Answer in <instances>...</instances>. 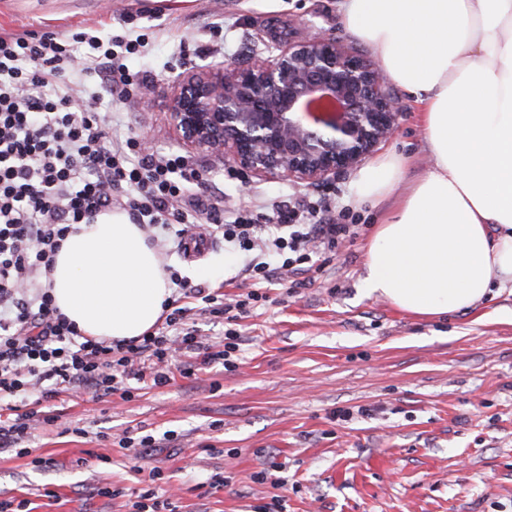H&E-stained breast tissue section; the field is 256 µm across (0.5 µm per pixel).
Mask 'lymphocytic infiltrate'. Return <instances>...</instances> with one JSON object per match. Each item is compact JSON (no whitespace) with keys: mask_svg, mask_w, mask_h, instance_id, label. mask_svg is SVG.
<instances>
[{"mask_svg":"<svg viewBox=\"0 0 512 512\" xmlns=\"http://www.w3.org/2000/svg\"><path fill=\"white\" fill-rule=\"evenodd\" d=\"M147 46L141 34L82 32L71 45L54 31L0 36V406L8 411L0 450L19 451L38 469L51 461L26 442L55 422L51 403L61 394L128 401L135 384L160 388L175 371L192 379L213 363L233 367L237 337L206 339L196 319H219L260 299L252 291L230 306L222 294L184 282L185 302L161 328L129 340L83 336L58 311L49 282L73 225L119 209L146 229L178 225V249L219 236L282 256L288 268L355 235L322 207L283 202L270 224L226 209L190 157L151 151L120 117L100 111L103 102L128 98L125 59L145 55Z\"/></svg>","mask_w":512,"mask_h":512,"instance_id":"f902f5d3","label":"lymphocytic infiltrate"}]
</instances>
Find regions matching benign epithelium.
<instances>
[{
  "instance_id": "obj_1",
  "label": "benign epithelium",
  "mask_w": 512,
  "mask_h": 512,
  "mask_svg": "<svg viewBox=\"0 0 512 512\" xmlns=\"http://www.w3.org/2000/svg\"><path fill=\"white\" fill-rule=\"evenodd\" d=\"M174 85L169 116L188 148L297 184L361 166L400 114L378 64L335 39L299 33L250 66L203 65Z\"/></svg>"
}]
</instances>
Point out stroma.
<instances>
[{"label":"stroma","mask_w":512,"mask_h":512,"mask_svg":"<svg viewBox=\"0 0 512 512\" xmlns=\"http://www.w3.org/2000/svg\"><path fill=\"white\" fill-rule=\"evenodd\" d=\"M47 29L66 38L146 35V56L126 64L151 78L133 85L123 112L162 153L186 150L169 118L179 73L248 65L273 34L353 42L336 0H0V34ZM394 94L399 124L376 153L410 156L409 182L430 160L417 106L402 89ZM192 159L228 208L268 221L283 200L325 205L358 234L312 253L297 287L285 273L254 285L243 274L253 252L218 238L195 257L162 252L171 271L225 302L259 290L235 319H197L205 336H241L236 369L213 364L129 401L60 396L58 421L31 441L52 467L1 453L0 496L29 500L30 512H130L149 470L163 466L175 472L177 512H258L278 494L284 512H512V292L442 319L404 313L362 286L370 236L394 200L356 203L358 170L302 185ZM346 409L351 418H336ZM75 426L86 435L72 434ZM132 427L156 439L136 458L112 442ZM271 462L286 463V489L255 481ZM217 474L227 485L205 490ZM105 484L118 497L97 496Z\"/></svg>","instance_id":"stroma-1"}]
</instances>
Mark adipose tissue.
<instances>
[{"label":"adipose tissue","instance_id":"1","mask_svg":"<svg viewBox=\"0 0 512 512\" xmlns=\"http://www.w3.org/2000/svg\"><path fill=\"white\" fill-rule=\"evenodd\" d=\"M350 35L421 113L430 169L377 224L368 293L420 317L512 288V0H338ZM411 160L377 159L358 200L387 195ZM59 311L100 340L143 335L170 280L145 231L115 210L66 237L50 274Z\"/></svg>","mask_w":512,"mask_h":512}]
</instances>
